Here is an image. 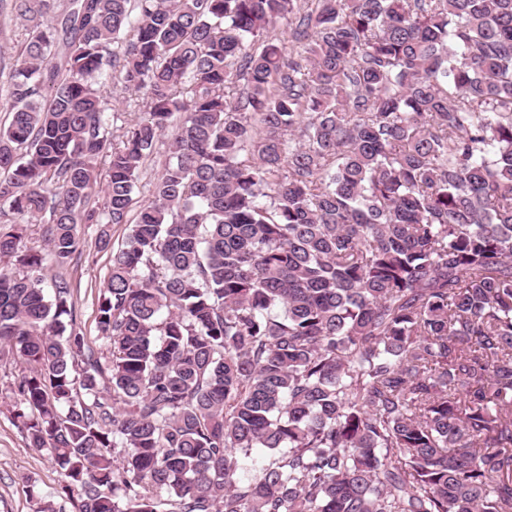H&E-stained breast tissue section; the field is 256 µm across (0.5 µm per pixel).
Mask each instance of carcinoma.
Here are the masks:
<instances>
[{"mask_svg": "<svg viewBox=\"0 0 512 512\" xmlns=\"http://www.w3.org/2000/svg\"><path fill=\"white\" fill-rule=\"evenodd\" d=\"M315 2L0 0V344L74 512H512V0ZM79 224L129 225L80 370ZM117 85V79L114 80ZM114 87V93L112 94V99L110 100V104L115 106L116 109H119L121 112H118L119 119L114 122V135L120 134V126L124 125L125 122H130L134 120L138 116V106L135 100H129L128 94H123L120 89V84ZM126 96V99L123 98ZM168 155V139L166 137L162 138L158 143L156 153L153 157L146 163L145 169L143 170V175L141 177V181L138 185V189L136 190V196L138 205L139 204H147L149 200H151V195L148 191V185H145L148 182L155 181L158 175L162 170V164L164 163L166 157Z\"/></svg>", "mask_w": 512, "mask_h": 512, "instance_id": "cac0c4a2", "label": "carcinoma"}]
</instances>
